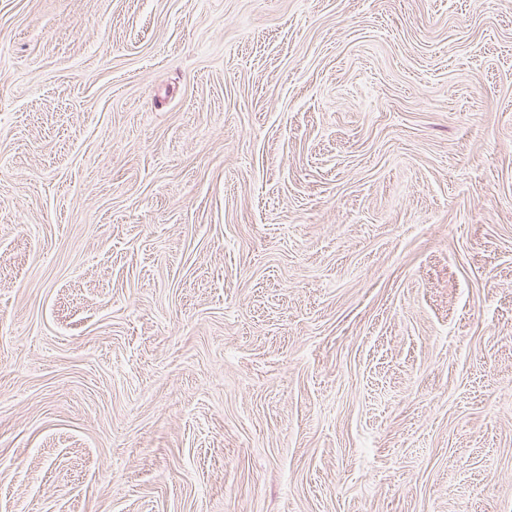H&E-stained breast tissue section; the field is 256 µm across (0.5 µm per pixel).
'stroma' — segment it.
<instances>
[{"label":"stroma","instance_id":"stroma-1","mask_svg":"<svg viewBox=\"0 0 512 512\" xmlns=\"http://www.w3.org/2000/svg\"><path fill=\"white\" fill-rule=\"evenodd\" d=\"M0 512H512V0H0Z\"/></svg>","mask_w":512,"mask_h":512}]
</instances>
